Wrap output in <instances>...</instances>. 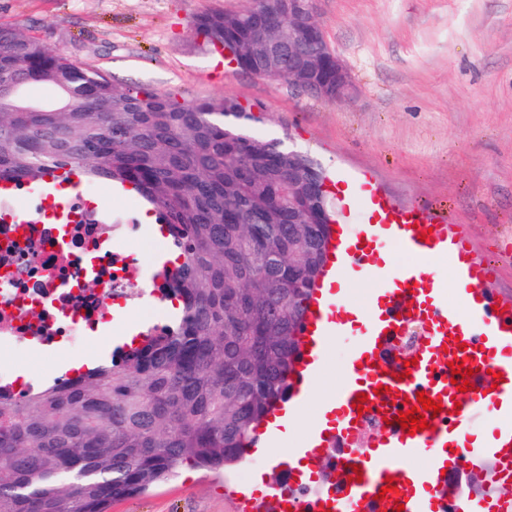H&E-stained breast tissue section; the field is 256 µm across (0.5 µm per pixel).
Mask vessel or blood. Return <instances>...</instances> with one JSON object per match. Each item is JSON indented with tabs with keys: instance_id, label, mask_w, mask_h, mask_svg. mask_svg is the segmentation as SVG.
I'll return each instance as SVG.
<instances>
[{
	"instance_id": "1",
	"label": "vessel or blood",
	"mask_w": 512,
	"mask_h": 512,
	"mask_svg": "<svg viewBox=\"0 0 512 512\" xmlns=\"http://www.w3.org/2000/svg\"><path fill=\"white\" fill-rule=\"evenodd\" d=\"M353 224L332 227L328 259L313 308L306 314L301 350L294 366V392L276 405L269 423L292 415L309 397V385L319 374L328 346L352 335L354 347L335 393L328 401L325 420L315 423L308 441L299 448L274 447L258 437L273 468L288 478L287 487L272 486L255 493L232 491L239 512H254L263 501L275 502L277 512H512V498H454L448 491L463 470L484 471L489 485L512 481V304H498L487 284L490 260L478 254L473 241L456 232L446 210L411 205L395 207L372 175L354 188ZM396 245L415 256V264L395 267L387 246ZM448 255L453 285H442L431 264L435 255ZM371 280L375 288L363 310L345 307L346 271ZM411 322L424 328V341L415 365H406L393 343ZM471 367L469 391L452 384L451 364ZM441 402L437 416L428 417V429L408 434L400 413L417 405L418 393ZM367 394L364 408L385 418L369 448L354 450L362 419L355 403ZM503 419L483 441L471 434L484 414ZM331 457L336 478L308 502L290 491L316 482L314 464ZM425 467H415L416 457ZM360 471L361 481L351 478ZM394 492L380 497L386 483Z\"/></svg>"
}]
</instances>
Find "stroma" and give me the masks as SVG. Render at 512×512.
I'll return each instance as SVG.
<instances>
[{
    "instance_id": "stroma-1",
    "label": "stroma",
    "mask_w": 512,
    "mask_h": 512,
    "mask_svg": "<svg viewBox=\"0 0 512 512\" xmlns=\"http://www.w3.org/2000/svg\"><path fill=\"white\" fill-rule=\"evenodd\" d=\"M246 0H0V22L20 26L115 82L178 98L235 96L259 105L254 132L312 157L337 183L372 171L401 204H442L456 229L494 262L491 290L512 302V0H317L316 18L356 92L331 103L238 70L193 29L205 11ZM100 206L141 219L149 207L105 180H82ZM167 308L128 300L97 362L121 329L166 320ZM277 475L246 456L225 472L183 466L111 512H235L228 487Z\"/></svg>"
}]
</instances>
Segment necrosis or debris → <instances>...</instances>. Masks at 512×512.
I'll list each match as a JSON object with an SVG mask.
<instances>
[{"mask_svg": "<svg viewBox=\"0 0 512 512\" xmlns=\"http://www.w3.org/2000/svg\"><path fill=\"white\" fill-rule=\"evenodd\" d=\"M136 230L103 217L87 198L48 203L23 190L0 198V356L38 345L46 358L80 352L112 329L114 303L159 288L135 273Z\"/></svg>", "mask_w": 512, "mask_h": 512, "instance_id": "necrosis-or-debris-1", "label": "necrosis or debris"}]
</instances>
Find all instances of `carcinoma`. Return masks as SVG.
<instances>
[{"mask_svg": "<svg viewBox=\"0 0 512 512\" xmlns=\"http://www.w3.org/2000/svg\"><path fill=\"white\" fill-rule=\"evenodd\" d=\"M276 2L199 14L209 49L259 73L270 43L258 22ZM70 90L16 105L14 83ZM254 107L234 96L180 100L116 84L15 25L0 24V182L90 179L128 184L152 206L175 261L162 298L178 312L133 346L67 380L0 398V512H109L184 464L235 466L273 407L288 399L322 241L336 221L324 175L303 154L315 194L288 206V148L251 133ZM324 200L321 231L307 209Z\"/></svg>", "mask_w": 512, "mask_h": 512, "instance_id": "1", "label": "carcinoma"}]
</instances>
